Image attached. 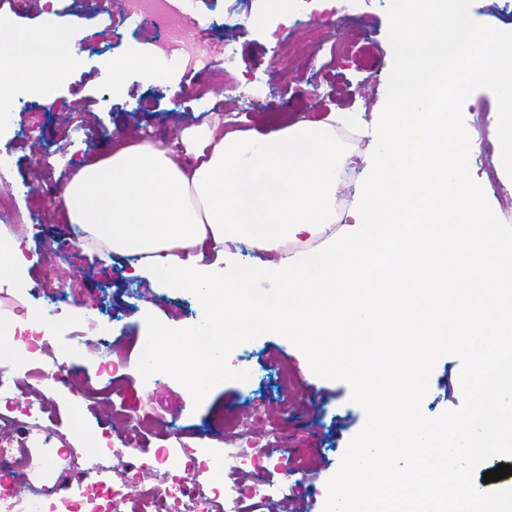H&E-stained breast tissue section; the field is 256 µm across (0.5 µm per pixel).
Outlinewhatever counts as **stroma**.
Listing matches in <instances>:
<instances>
[{
	"instance_id": "35a3bbf8",
	"label": "stroma",
	"mask_w": 512,
	"mask_h": 512,
	"mask_svg": "<svg viewBox=\"0 0 512 512\" xmlns=\"http://www.w3.org/2000/svg\"><path fill=\"white\" fill-rule=\"evenodd\" d=\"M123 0H112V11L92 16L88 0H52L42 8L39 0H0V11L11 28L37 32L49 26H69L82 19L79 42L98 47L107 59L124 62V38L131 26L125 20ZM258 25L240 29L224 21V0H192L186 37L200 49L192 66L165 57L163 49L145 42L144 55L163 58L168 81L158 87L143 82L137 66L126 65L123 90L114 93L107 69L93 66L69 68L54 97L47 103L32 101L14 114V132L0 133V155L10 161L12 203L20 223L0 225V239L27 243L31 255L21 281L0 282V308L20 303L21 290H36L65 276L75 284L77 303L57 318V329L45 351L30 363L38 371L54 360L66 362L77 382L94 378L93 363L68 347L73 332L98 340L101 320L78 318L79 308H96L112 320V340L153 333L165 326L175 331L202 318L196 295L188 290L155 287L148 279L131 278L125 257L102 255L96 249L62 250L71 227L48 201L57 197L69 179L73 164L83 153L105 150L115 132L166 141L186 126L201 124L209 113L221 112L243 129L272 122L279 114L290 121L323 115L324 95L335 99L332 111L348 112L360 136L356 145L344 144L350 167L338 187L337 204L352 207L376 161V123L388 106L389 75L394 65L392 30L394 9L389 0H338L333 12L306 0L302 21L277 12L272 0H248ZM233 50L235 67L224 64L225 50ZM499 99L493 89L475 87L471 99L458 102L451 115L468 139L481 150L469 167L478 175L477 190L488 212H512V171L501 166L488 127ZM245 355L254 372L242 380L225 370L209 394L185 399L182 382L173 380L154 387L140 382L136 352L126 355L123 415H150L172 422L174 429L202 426L214 418L240 417L255 437L276 426L288 433V453L306 460L305 472L296 474V487L286 488L270 512H332L330 491L344 468L358 453L359 443L375 427L372 413L356 397V387L345 373H327L319 384H309L303 374L302 351L289 336L252 337ZM285 364L293 378L281 387L273 377ZM470 359L454 348L440 350L430 364L428 388L416 399L415 411L429 420L457 416L471 403L464 380ZM31 385L51 405L56 418L50 424L52 441L31 479L54 480L61 471L56 454L67 445L85 449L88 440L120 426L123 415L111 407L92 404L76 413L71 409V389L31 378ZM512 466V450L500 448L465 461L448 458L444 469L451 478H465L470 493L495 496L512 490V476L483 483L488 470L499 464Z\"/></svg>"
}]
</instances>
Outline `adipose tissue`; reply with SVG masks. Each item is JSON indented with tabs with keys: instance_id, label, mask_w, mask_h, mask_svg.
<instances>
[{
	"instance_id": "obj_1",
	"label": "adipose tissue",
	"mask_w": 512,
	"mask_h": 512,
	"mask_svg": "<svg viewBox=\"0 0 512 512\" xmlns=\"http://www.w3.org/2000/svg\"><path fill=\"white\" fill-rule=\"evenodd\" d=\"M396 13L391 107L346 232L336 230L343 113L265 134L193 126L175 149L117 134L104 156L82 160L57 198L82 231L79 246L129 257L134 275L198 296L208 350L176 331L158 339L154 365L210 383L230 351L281 333L306 348L313 376L355 377L376 429L361 466L331 493L338 512H447L445 498L425 493L441 459L496 446L504 426L496 407L512 393V368L502 369L499 356L512 344V239H501L485 212L467 164L477 145L449 123L445 97L454 71L467 76L459 98L473 84L495 87L501 105L489 137L512 165V39L473 26L468 0H399ZM80 59L64 29L0 34V84ZM241 243L267 260H242L225 274L227 250ZM262 277L278 289L256 291ZM318 336L332 337L333 352L315 344ZM450 344L473 361L469 387L481 407L423 419L411 401ZM481 424L488 432L478 444ZM406 458L414 468L403 467Z\"/></svg>"
}]
</instances>
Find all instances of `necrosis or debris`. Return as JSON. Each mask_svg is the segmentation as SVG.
<instances>
[{"instance_id":"4bbe7bcc","label":"necrosis or debris","mask_w":512,"mask_h":512,"mask_svg":"<svg viewBox=\"0 0 512 512\" xmlns=\"http://www.w3.org/2000/svg\"><path fill=\"white\" fill-rule=\"evenodd\" d=\"M125 9L137 30L126 44L127 52L137 50L144 35L172 44L182 28L179 8L169 6L167 0H125ZM72 293L71 283L59 280L40 299L38 319L26 317L13 324L10 353L0 362V512H129L126 490L146 469L160 473L162 479L142 489L140 512H256L260 505L272 504L282 489L268 473L284 467L288 460L252 445L249 432L234 418L224 419L222 426L233 431L235 447L202 449L203 435L198 432L178 437L175 456L166 447L144 454L139 441L145 428L167 429L166 420L128 419L121 430L113 432L111 442L85 452L84 464L76 469V481L59 478L49 484H33L25 496L17 495L16 479L30 471L50 435L45 406L23 404L15 397V374L42 352L61 303ZM90 349L99 362L104 384L80 391L72 402L76 412L86 401L120 389L115 375L123 360L115 356L110 338L100 337Z\"/></svg>"}]
</instances>
